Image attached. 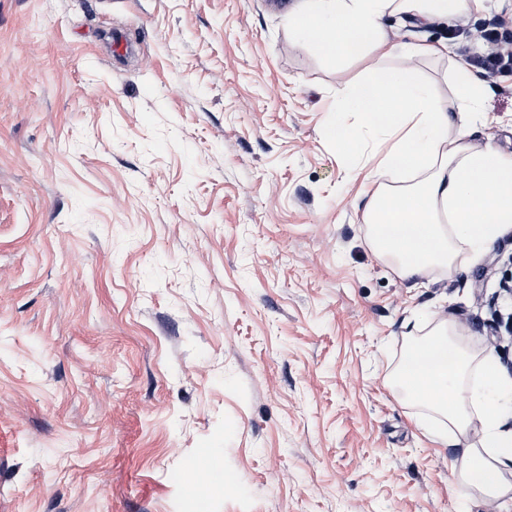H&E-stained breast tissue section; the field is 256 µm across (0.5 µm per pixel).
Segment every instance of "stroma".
<instances>
[{
	"mask_svg": "<svg viewBox=\"0 0 512 512\" xmlns=\"http://www.w3.org/2000/svg\"><path fill=\"white\" fill-rule=\"evenodd\" d=\"M297 0H0V512H505L454 481L389 386L409 324L451 321L512 379V231L419 280L374 252L375 186L330 132L375 68L512 155V71L473 66L512 0L332 56ZM129 48L112 51L113 35Z\"/></svg>",
	"mask_w": 512,
	"mask_h": 512,
	"instance_id": "obj_1",
	"label": "stroma"
}]
</instances>
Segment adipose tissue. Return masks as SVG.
<instances>
[{"label":"adipose tissue","instance_id":"adipose-tissue-1","mask_svg":"<svg viewBox=\"0 0 512 512\" xmlns=\"http://www.w3.org/2000/svg\"><path fill=\"white\" fill-rule=\"evenodd\" d=\"M483 0H302L297 32L313 48L359 55L369 49L409 58L416 44H388L380 26L391 11L422 18H452L482 8ZM346 109L364 115L381 145L370 172L379 190L367 204L368 236L375 253L400 276L421 277L452 266L464 250H482L512 230V156L449 139L450 119L431 90L392 68L352 85ZM409 337L392 384L405 401L425 406L453 435L480 422L483 436L462 450L457 471L481 500L512 494L502 467L512 461V434L499 431L496 400L467 388L472 372L496 382L489 356L466 346L448 320L422 319Z\"/></svg>","mask_w":512,"mask_h":512}]
</instances>
